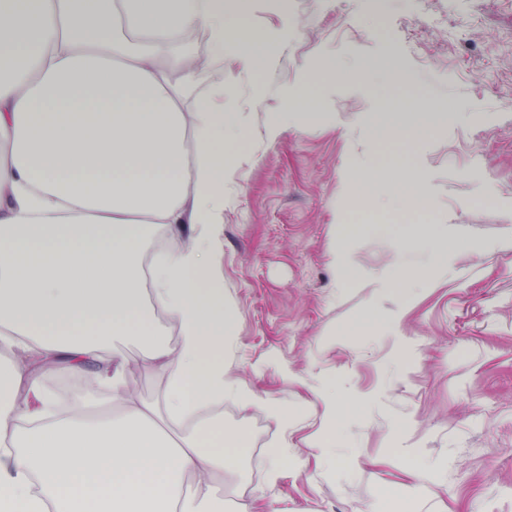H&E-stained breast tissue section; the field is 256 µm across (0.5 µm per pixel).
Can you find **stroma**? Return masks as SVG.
I'll list each match as a JSON object with an SVG mask.
<instances>
[{"label":"stroma","instance_id":"obj_1","mask_svg":"<svg viewBox=\"0 0 512 512\" xmlns=\"http://www.w3.org/2000/svg\"><path fill=\"white\" fill-rule=\"evenodd\" d=\"M246 23L283 31L273 62L254 71L228 58L198 87H223L246 129L224 206L230 372L285 405L292 424L225 403V430L262 446L257 462H240L239 495L277 512H386V493L428 463L415 512H512V0H288L284 11L253 0ZM330 56L353 76L320 71ZM305 81L317 120L267 140L269 113L287 111ZM382 97L399 106L377 140ZM416 103L447 121L414 137ZM374 167L388 183H419L429 224L458 241L407 305L403 282L384 291L372 274L414 225L394 208L351 205L353 175ZM353 211L363 231L347 251L363 279L346 283L333 252ZM367 315L377 327L353 334ZM328 386L344 409L332 470L311 442ZM283 443L290 457L272 482Z\"/></svg>","mask_w":512,"mask_h":512}]
</instances>
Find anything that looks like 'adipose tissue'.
Instances as JSON below:
<instances>
[{
    "instance_id": "1",
    "label": "adipose tissue",
    "mask_w": 512,
    "mask_h": 512,
    "mask_svg": "<svg viewBox=\"0 0 512 512\" xmlns=\"http://www.w3.org/2000/svg\"><path fill=\"white\" fill-rule=\"evenodd\" d=\"M249 2L0 0V512H224L245 453L224 403L289 425L224 356V182L245 128L223 89L197 99L204 69L173 51L202 34L208 64L270 63L276 36L246 25ZM390 196L431 204L419 185L371 177L353 205ZM161 230L171 245L143 271ZM416 233L423 262L395 250L381 286L446 266L447 225ZM132 336L140 363L168 374L157 402L133 395ZM62 354L95 362L90 385L121 411L59 405L42 377Z\"/></svg>"
}]
</instances>
